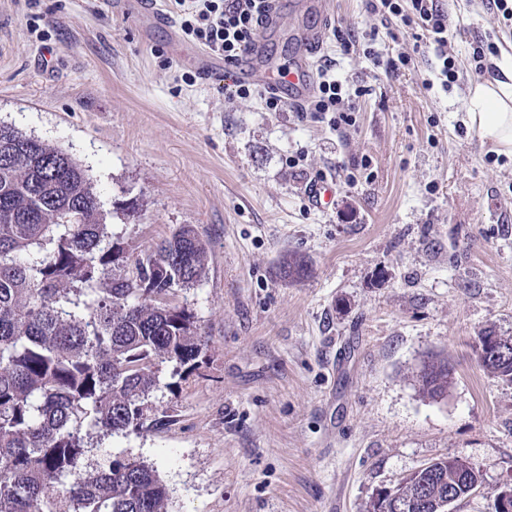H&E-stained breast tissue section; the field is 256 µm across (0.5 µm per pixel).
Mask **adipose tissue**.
<instances>
[{
    "instance_id": "ef3b65f1",
    "label": "adipose tissue",
    "mask_w": 512,
    "mask_h": 512,
    "mask_svg": "<svg viewBox=\"0 0 512 512\" xmlns=\"http://www.w3.org/2000/svg\"><path fill=\"white\" fill-rule=\"evenodd\" d=\"M501 77H490L475 83L468 97V120L481 140L491 142L497 153L512 157V56L499 63Z\"/></svg>"
}]
</instances>
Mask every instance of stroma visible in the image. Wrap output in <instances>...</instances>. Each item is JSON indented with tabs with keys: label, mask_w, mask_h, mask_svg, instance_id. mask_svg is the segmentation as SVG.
Instances as JSON below:
<instances>
[{
	"label": "stroma",
	"mask_w": 512,
	"mask_h": 512,
	"mask_svg": "<svg viewBox=\"0 0 512 512\" xmlns=\"http://www.w3.org/2000/svg\"><path fill=\"white\" fill-rule=\"evenodd\" d=\"M443 7L460 69L446 91L423 89L437 58L415 30L378 33L383 58H412L396 74L327 38L323 60L367 90L334 129L186 84L167 29L140 35L119 0H0V123L80 165L129 258L186 224L207 247L205 277L173 298L200 357L161 364L153 426L91 433L85 465L106 451L153 465L167 512H368L442 456L482 481L456 512H491L512 486V382L478 361L485 332L512 339V159L467 119L472 45L497 23L484 0ZM323 23L371 25L363 0L306 14L281 0L265 47L288 63L296 29ZM322 173L337 182L325 211L306 193ZM288 253L308 278L281 276ZM434 353L454 367L440 400L418 383Z\"/></svg>",
	"instance_id": "obj_1"
}]
</instances>
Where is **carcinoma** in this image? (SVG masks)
I'll use <instances>...</instances> for the list:
<instances>
[{"instance_id":"cac0c4a2","label":"carcinoma","mask_w":512,"mask_h":512,"mask_svg":"<svg viewBox=\"0 0 512 512\" xmlns=\"http://www.w3.org/2000/svg\"><path fill=\"white\" fill-rule=\"evenodd\" d=\"M108 240L98 194L62 150L0 125V512H166L156 469L125 455L82 466L84 432L139 431L159 366L202 351L194 316L170 302L206 273L185 225L135 258ZM300 282L304 257L286 255ZM486 362L512 381V345ZM448 360L424 362L421 392L441 399ZM459 457L431 461L394 488L403 512H437L472 495Z\"/></svg>"}]
</instances>
